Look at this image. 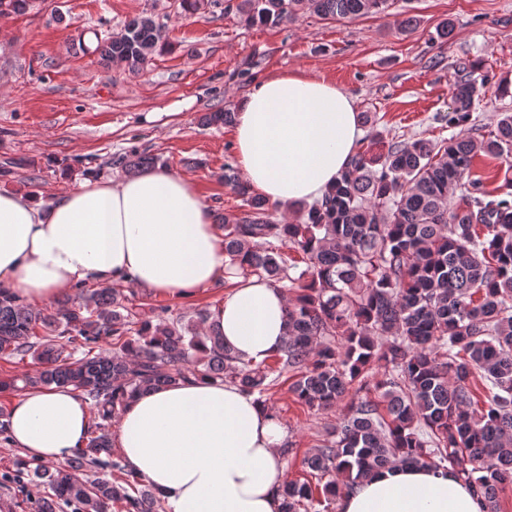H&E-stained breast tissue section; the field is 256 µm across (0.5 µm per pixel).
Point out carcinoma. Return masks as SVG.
Returning a JSON list of instances; mask_svg holds the SVG:
<instances>
[{"instance_id": "carcinoma-1", "label": "carcinoma", "mask_w": 512, "mask_h": 512, "mask_svg": "<svg viewBox=\"0 0 512 512\" xmlns=\"http://www.w3.org/2000/svg\"><path fill=\"white\" fill-rule=\"evenodd\" d=\"M390 5L240 0L236 9L250 24L276 26L304 11L340 20ZM164 47L161 25L138 16L95 52L135 70ZM490 84L512 93L493 70L457 60L450 111L440 120L465 125ZM480 152L512 157L511 112L482 141L461 131L439 143L393 141L378 156L359 146L304 218L283 223L224 165V183L248 208L242 220L224 218L233 275H256L290 294L288 340L268 361L239 360L218 327L207 326V309L185 321L160 307L143 319L118 289L99 288L83 304L62 300L45 314L0 290V357L32 355L42 368L22 378L24 387H69L90 405L84 446L65 466L17 457L7 478L47 485L37 512H57L62 502L75 512L116 504L120 512H165L161 494L114 455L112 421L136 396L192 376L231 381L264 404L269 377L288 369L298 376L294 399L310 409L334 408L351 392L357 400L304 459L317 484L285 483L280 512H328L359 480L397 461L450 465L483 512H497L498 489L512 485V180L498 193L480 179L462 185ZM460 186L454 203L450 192ZM276 242L302 254L298 276ZM95 469L107 475L90 477Z\"/></svg>"}]
</instances>
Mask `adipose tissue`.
Listing matches in <instances>:
<instances>
[{"label":"adipose tissue","instance_id":"obj_1","mask_svg":"<svg viewBox=\"0 0 512 512\" xmlns=\"http://www.w3.org/2000/svg\"><path fill=\"white\" fill-rule=\"evenodd\" d=\"M361 135L353 97L302 72L263 78L234 130L244 180L279 207L322 197ZM224 241L190 180L164 169L84 180L50 206L0 192V289L47 304L79 284L124 282L192 301L227 276ZM284 289L253 278L210 320L240 359L260 362L286 339ZM88 408L66 388L14 399L10 437L28 455L61 461L84 444ZM284 427L271 407L234 384L185 381L134 398L117 442L168 512H278L288 476ZM337 512H482L453 469L396 464L372 472Z\"/></svg>","mask_w":512,"mask_h":512}]
</instances>
